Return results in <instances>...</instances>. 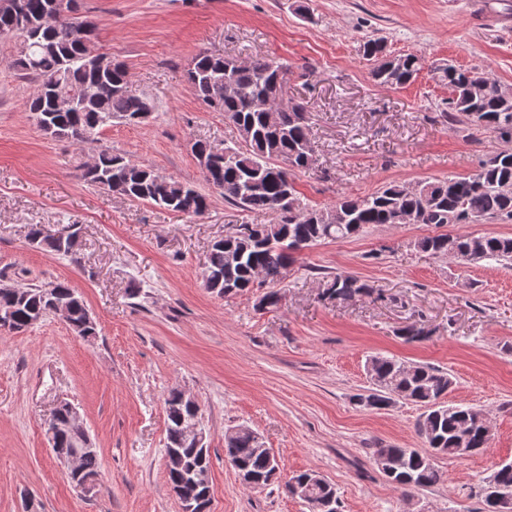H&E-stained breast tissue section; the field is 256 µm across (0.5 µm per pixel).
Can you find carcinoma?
I'll list each match as a JSON object with an SVG mask.
<instances>
[{"mask_svg": "<svg viewBox=\"0 0 512 512\" xmlns=\"http://www.w3.org/2000/svg\"><path fill=\"white\" fill-rule=\"evenodd\" d=\"M31 25L19 30L10 12L0 11V37L20 39L13 66L38 80L27 102L39 129L57 138L84 144L83 133L99 131L114 120L129 123L150 106L148 98L133 90L124 63L108 59L105 66L88 68L80 31L65 32L49 21L54 0H18ZM364 55L374 61L372 77L383 85L401 86L422 69L421 59L413 54L391 60L384 55V42L369 39ZM288 66L269 58H257L246 64L233 56L199 52L192 60L187 78L197 97L212 111L224 113V121L236 128L240 143L219 148L197 140L193 154L212 159L203 173L206 184L224 196L234 207L254 213L275 214L271 224H241L236 235L215 242L208 253L203 272L205 288L220 296L244 293L254 287L268 286L259 298L261 309L274 307L281 300L279 285L286 278L293 254L326 240L345 239L359 234L369 224H425L444 228L487 219L512 221V152H498L482 161L470 177H448L422 181L416 187L390 183L364 198L341 195L324 209L304 203L290 179L293 169L308 167L315 151L310 132V113L296 104L277 111L276 122L267 112L254 106V100L286 92ZM228 80L224 98L213 102L212 83ZM442 80L452 92L448 99V119L466 123L475 129H489L500 138L512 140V86L479 73L453 66L442 69ZM97 84L103 91L99 99L77 108L61 111L56 107L60 92L76 93ZM84 180L131 202L149 203L175 214L201 215L210 205V197L193 186L158 174L152 167L135 163L108 148L96 150L94 163L84 171ZM65 226L53 233L33 227L28 240L46 246L59 255H70ZM417 248L432 256H445L471 264L491 259L512 264V237L470 236L439 233L417 242ZM323 294L338 301L369 297L374 288L352 274L322 276ZM66 306L70 330L81 336L88 330L89 310L83 297L64 281L47 285L15 282L0 285V320L10 322L9 331L19 333L51 315L56 304ZM407 343L422 342L430 331L418 323L397 329ZM370 387L353 396L365 410L386 409L396 396L426 408L416 424L426 448H400L381 445L371 449L370 460L385 457L398 463L388 480L402 489L425 490L438 485L442 473L430 450L454 457H472L485 451L489 441L487 415L482 409L445 401L454 380L448 373L426 364H411L394 358L370 359ZM167 418L166 450L179 455L176 466L167 471L170 484L181 486L183 496L211 502L210 455L195 448L183 434L182 423L194 414L180 395L170 391L165 399ZM55 442L62 448L79 446L80 434L70 427L61 412H52ZM224 457L234 469L251 476L255 489H265L280 478L277 458L261 447L257 434L239 426L224 434ZM78 468L83 476L99 475L98 451H82ZM303 483L307 489L309 512H338L334 485L304 471L286 480Z\"/></svg>", "mask_w": 512, "mask_h": 512, "instance_id": "obj_1", "label": "carcinoma"}]
</instances>
